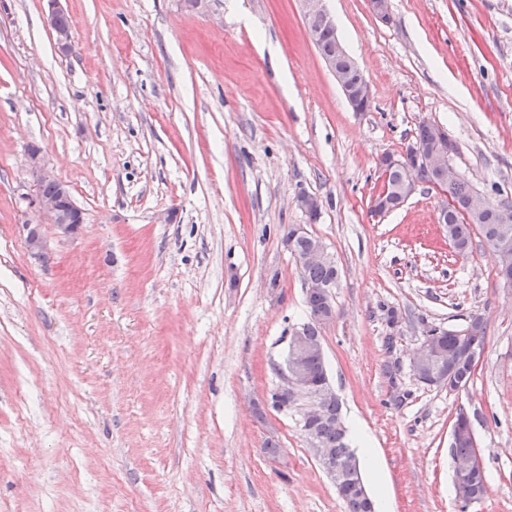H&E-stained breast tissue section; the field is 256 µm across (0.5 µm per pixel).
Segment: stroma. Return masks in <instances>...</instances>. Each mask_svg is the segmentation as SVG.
Here are the masks:
<instances>
[{
  "label": "stroma",
  "instance_id": "35a3bbf8",
  "mask_svg": "<svg viewBox=\"0 0 512 512\" xmlns=\"http://www.w3.org/2000/svg\"><path fill=\"white\" fill-rule=\"evenodd\" d=\"M60 5L67 52L47 0H0V512H345L268 402L308 318L292 224L339 270L323 351L354 447L378 457L375 512H512V287L481 236L452 248L439 194L371 211L380 156L423 121L447 129L475 190L512 201V0H389L387 23L328 0L365 112L299 0ZM32 147L83 212L75 234L28 207ZM35 223L42 260L24 243ZM473 314L486 348L467 390L418 382L426 327ZM461 410L489 477L465 508ZM49 2L50 10L47 17V24L53 31H56L59 47L62 51L66 52L69 50L70 47V35L69 32L62 30L70 29L69 19L66 14H62L57 19V16L63 12V10L58 6L60 2L59 0H49ZM56 25L59 30L56 28ZM299 2L301 3L303 19L305 20L308 33L312 40L315 39L313 36V25L315 23L324 25H317L315 27L318 33L314 46L322 58H328L325 63L329 71L335 77L336 82L341 87L353 111L362 112L361 107L371 102L370 84L355 62H353V65L362 73V78L358 83L356 82L359 80L360 75L358 71L351 66V62L347 58L340 60L339 65L337 59L330 58L336 57V44L340 40L336 35V29H331L336 26L333 17L325 6V0H300ZM347 80L350 84H356L350 86ZM455 429L456 437L451 442L452 458H470L468 460H457L454 463L455 469L458 474H462L474 465V458H471L476 453L477 441L473 433L471 420L464 411H459L455 417L453 427Z\"/></svg>",
  "mask_w": 512,
  "mask_h": 512
}]
</instances>
